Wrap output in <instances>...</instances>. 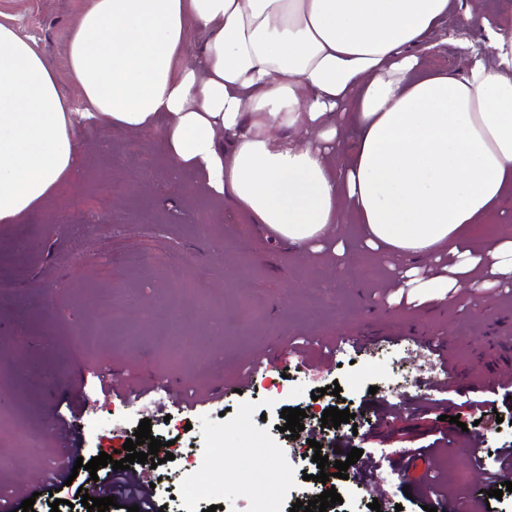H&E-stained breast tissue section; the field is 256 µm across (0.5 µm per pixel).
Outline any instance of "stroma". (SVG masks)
<instances>
[{
    "label": "stroma",
    "instance_id": "obj_1",
    "mask_svg": "<svg viewBox=\"0 0 512 512\" xmlns=\"http://www.w3.org/2000/svg\"><path fill=\"white\" fill-rule=\"evenodd\" d=\"M84 5L0 0V15L61 70ZM161 139L158 127L76 126L77 174L19 223L0 224V498L41 480L43 449L65 447L58 413L69 403L87 461L102 452L125 458L126 439L150 419L173 455L147 475L164 512L236 507L245 477L283 512L329 485L343 499L335 512H371L374 501L382 512H424L434 486L451 496L467 489L472 469L498 470L497 450L512 445V398L492 399L490 389L512 369V347L500 338L512 324V288L476 285L443 302L425 301L419 288L396 291L392 260L363 247L353 223L340 227L343 256L290 250L230 201L211 197L196 171L172 175ZM142 254L150 266L136 264ZM109 298L116 305L105 324ZM170 325L182 344L174 359L151 344ZM89 332L99 344L68 380ZM448 336L454 347L436 361L435 342ZM294 342L302 358L281 356ZM425 356L433 369L421 368ZM261 357L275 366L251 374ZM107 367L131 396L102 394L96 371ZM151 375L196 391L201 404L190 409L149 391ZM459 375L467 386H456ZM238 381L241 392L216 394ZM335 382L340 395L317 396ZM297 407L307 415L294 438L280 413ZM330 407L349 409L354 423L322 426ZM441 434L451 443L403 472L394 450ZM349 440L377 464L376 477L316 482L315 445ZM216 442L224 465L207 478L223 497L185 501L176 453L203 456Z\"/></svg>",
    "mask_w": 512,
    "mask_h": 512
}]
</instances>
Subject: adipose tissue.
<instances>
[{
	"mask_svg": "<svg viewBox=\"0 0 512 512\" xmlns=\"http://www.w3.org/2000/svg\"><path fill=\"white\" fill-rule=\"evenodd\" d=\"M449 5L86 0L61 72L0 21V224L73 173L76 124L159 125L175 168L291 249L322 251L351 213L369 249L439 259L427 276L400 270L398 287L441 302L482 276L510 287L512 236H488L481 255L468 240L512 192V22L468 0L447 37L456 65L426 68Z\"/></svg>",
	"mask_w": 512,
	"mask_h": 512,
	"instance_id": "1",
	"label": "adipose tissue"
}]
</instances>
